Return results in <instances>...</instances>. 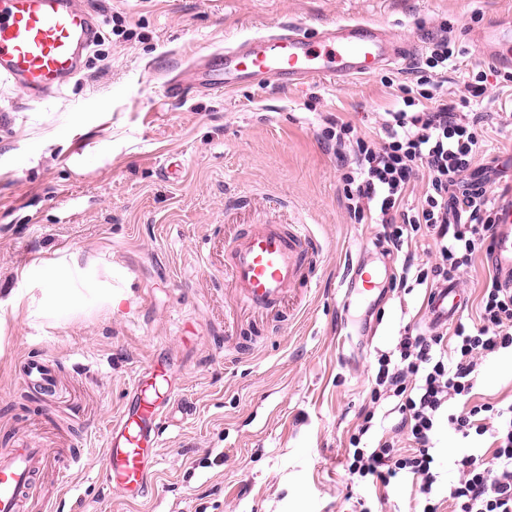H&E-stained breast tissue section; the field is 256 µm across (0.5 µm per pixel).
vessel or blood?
<instances>
[{"label": "vessel or blood", "mask_w": 512, "mask_h": 512, "mask_svg": "<svg viewBox=\"0 0 512 512\" xmlns=\"http://www.w3.org/2000/svg\"><path fill=\"white\" fill-rule=\"evenodd\" d=\"M101 24L75 0H0V80L34 100L60 90L76 73L82 52L96 41ZM476 48L483 58L512 67V17L484 23ZM410 51L369 20L333 22L314 36L298 26L279 25L225 42L193 65L192 84L172 76L164 95L178 100L193 89L230 94L273 78L288 86L368 78L398 64ZM498 210L494 259L497 268L512 274V202ZM320 250L310 225L294 224L285 230L257 223L235 238L224 261V278L246 310L267 316L286 307L295 289L313 287ZM466 306L455 286L434 289L426 302L427 322L447 327ZM164 374L163 364L157 362L138 368L122 408L107 423L103 478L114 499L134 501L149 489L150 470L178 406L173 389L162 392L157 387ZM21 377L50 388V360L29 358ZM52 469L68 479L69 467L60 465L52 449L28 444L0 451V512H29L40 476Z\"/></svg>", "instance_id": "1"}]
</instances>
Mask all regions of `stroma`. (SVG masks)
<instances>
[{"mask_svg": "<svg viewBox=\"0 0 512 512\" xmlns=\"http://www.w3.org/2000/svg\"><path fill=\"white\" fill-rule=\"evenodd\" d=\"M103 26L70 83L32 101L0 83V305L39 291L25 270L77 260L124 295L60 320L21 313L0 342V448L36 442L80 455L73 489L40 479L30 512H411L417 488L354 486L343 464L350 432L371 409L378 351L404 325L421 326L424 289L385 294L380 319L345 302L348 263L394 271L380 228L342 205L336 158L321 132L394 104L398 67L383 75L284 87L271 81L229 95L163 99L169 76L225 41L283 22L316 33L365 18L424 51L447 29L462 48L444 85L455 95L491 63L471 33L512 14V0H91ZM172 158L177 178L162 172ZM505 166L512 199V128L489 124L474 169ZM310 224L321 243L317 288L295 290L299 316L236 311L222 268L234 225ZM53 357L52 402L17 368ZM162 359L190 415L176 414L147 495L110 500L101 479L104 434L137 368ZM512 395V355L485 360L476 401Z\"/></svg>", "mask_w": 512, "mask_h": 512, "instance_id": "obj_1", "label": "stroma"}]
</instances>
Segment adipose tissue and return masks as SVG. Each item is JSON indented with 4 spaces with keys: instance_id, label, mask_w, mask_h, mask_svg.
I'll return each mask as SVG.
<instances>
[{
    "instance_id": "adipose-tissue-1",
    "label": "adipose tissue",
    "mask_w": 512,
    "mask_h": 512,
    "mask_svg": "<svg viewBox=\"0 0 512 512\" xmlns=\"http://www.w3.org/2000/svg\"><path fill=\"white\" fill-rule=\"evenodd\" d=\"M74 271V266L66 262L48 264L41 268L42 290L38 310L42 316L67 317L95 303L112 307L121 302V295L112 293L108 288L91 287L87 292H80L72 284Z\"/></svg>"
}]
</instances>
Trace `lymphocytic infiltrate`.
Wrapping results in <instances>:
<instances>
[{
  "instance_id": "lymphocytic-infiltrate-1",
  "label": "lymphocytic infiltrate",
  "mask_w": 512,
  "mask_h": 512,
  "mask_svg": "<svg viewBox=\"0 0 512 512\" xmlns=\"http://www.w3.org/2000/svg\"><path fill=\"white\" fill-rule=\"evenodd\" d=\"M458 56L448 36L429 41L412 61L413 78L399 84L398 107L380 113L377 134L336 120L323 130L339 163L345 208L358 224H376L396 269L393 292L459 283L478 254L492 255L497 200L471 167L485 146L480 109L488 75L478 72L453 101L445 100L442 74ZM428 174L416 206L405 199L418 171ZM433 259H424V252ZM512 350V287L499 275L486 280L475 323L453 333L405 327L381 352L372 375L374 406L390 402L393 420L374 444L366 412L348 440L351 481L389 485L419 480L414 512H512V401L477 403L473 390L489 355ZM448 425L473 450L457 457L456 482L442 486L436 433Z\"/></svg>"
}]
</instances>
